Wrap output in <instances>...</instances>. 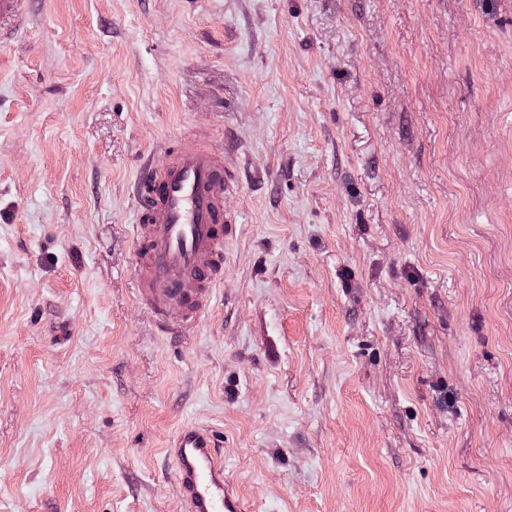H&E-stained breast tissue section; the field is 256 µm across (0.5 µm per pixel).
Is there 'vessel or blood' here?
<instances>
[{"label":"vessel or blood","instance_id":"1","mask_svg":"<svg viewBox=\"0 0 512 512\" xmlns=\"http://www.w3.org/2000/svg\"><path fill=\"white\" fill-rule=\"evenodd\" d=\"M233 179L224 150L209 135H188L165 167L144 164L134 186L135 247L141 258L137 297L162 332L168 316L182 315V330L205 315L224 264V239L232 220L224 196ZM223 439L213 431L184 425L166 450L183 512H245L224 481Z\"/></svg>","mask_w":512,"mask_h":512}]
</instances>
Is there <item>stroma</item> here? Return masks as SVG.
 <instances>
[{
  "instance_id": "1",
  "label": "stroma",
  "mask_w": 512,
  "mask_h": 512,
  "mask_svg": "<svg viewBox=\"0 0 512 512\" xmlns=\"http://www.w3.org/2000/svg\"><path fill=\"white\" fill-rule=\"evenodd\" d=\"M0 42V512H512V0H26ZM190 128L237 186L176 340L132 184ZM223 439L196 424H186L166 449L183 512H244L224 482Z\"/></svg>"
}]
</instances>
